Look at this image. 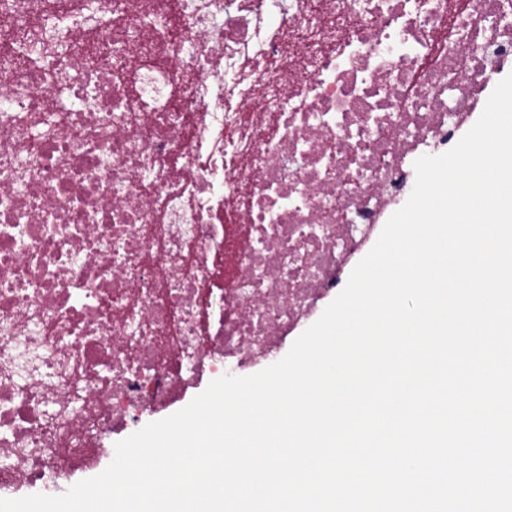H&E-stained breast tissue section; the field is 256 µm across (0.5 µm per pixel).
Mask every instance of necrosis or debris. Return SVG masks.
Here are the masks:
<instances>
[{
    "label": "necrosis or debris",
    "mask_w": 512,
    "mask_h": 512,
    "mask_svg": "<svg viewBox=\"0 0 512 512\" xmlns=\"http://www.w3.org/2000/svg\"><path fill=\"white\" fill-rule=\"evenodd\" d=\"M508 68L512 0H0V492L272 365Z\"/></svg>",
    "instance_id": "necrosis-or-debris-1"
}]
</instances>
